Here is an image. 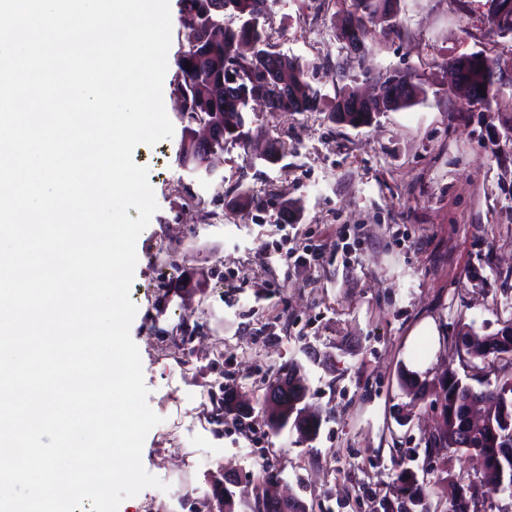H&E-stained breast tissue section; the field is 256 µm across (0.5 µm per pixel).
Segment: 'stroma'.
Returning <instances> with one entry per match:
<instances>
[{
  "label": "stroma",
  "mask_w": 512,
  "mask_h": 512,
  "mask_svg": "<svg viewBox=\"0 0 512 512\" xmlns=\"http://www.w3.org/2000/svg\"><path fill=\"white\" fill-rule=\"evenodd\" d=\"M346 0H275L269 23L280 53L311 66V82L336 94L340 66L409 69L426 89L415 106L380 115L357 130L320 112H252L248 148L226 144L214 175L178 159L179 137L136 147L158 210L136 243L130 333L139 348L148 404L162 421L147 435L144 469L167 484L157 512L190 499L208 512L224 472L240 475L235 500L261 493L263 460L311 512H376L396 497L393 449L405 466L429 465L436 507L442 458L425 460L438 433L444 373L465 375L458 333H491L512 317V84L483 106L448 91L449 59L478 51L508 54L512 40L489 32L491 0H401L398 24L374 21L363 59L334 35ZM288 152L262 160L271 141ZM248 186L264 207L220 200L219 187ZM291 204L283 227L277 201ZM320 253L300 264L299 255ZM183 267L172 279L171 264ZM199 325L182 372L156 328ZM440 349L412 341L425 319ZM431 357L426 371L413 363ZM298 360L307 402L324 423L311 443L274 435L264 424L263 383L281 362ZM424 388L413 401L402 377ZM247 402L253 430L233 422L201 429L215 384Z\"/></svg>",
  "instance_id": "stroma-1"
}]
</instances>
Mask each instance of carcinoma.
<instances>
[{
  "label": "carcinoma",
  "instance_id": "1",
  "mask_svg": "<svg viewBox=\"0 0 512 512\" xmlns=\"http://www.w3.org/2000/svg\"><path fill=\"white\" fill-rule=\"evenodd\" d=\"M400 0H350L348 17L344 19L354 29V37L368 43L373 38L369 23L376 17L396 22ZM272 9L270 0H182L179 22L182 26L197 29V43L183 48L176 58L177 70L171 82L172 94L179 105V116L183 124L179 144V161L196 172L212 174L209 155L224 151L227 142L247 147L248 101L261 98L267 102L266 111L277 112H326L330 121L358 129L372 123L382 112L397 111L414 106L425 94L421 84L414 81L411 70H387L377 74L384 79L382 101L369 105L351 106L355 96L357 76L340 72L336 95L331 104H325L324 95L314 88L308 79V69L298 61L275 50L272 29L267 27ZM490 24L496 36L512 37V19H504L493 13ZM251 45V52H238L243 44ZM279 61L288 78V88L275 82L271 64ZM192 68H186V63ZM457 67L462 81L487 88L492 93L496 86L495 71L501 69V55H489L484 51L462 55L448 61ZM412 79L411 89L405 90L407 79ZM208 122L222 129L210 152H203L196 142V123ZM235 204L242 207H259L262 201L254 198L251 190L236 184ZM461 333L468 339L464 350L468 360L477 369L491 368L499 360L502 342L512 344V318L494 333L481 334L474 326L465 324ZM282 381L292 384L288 403L280 407L263 405L266 426L274 434L284 431L297 434V441L307 443L319 436L322 418L306 413L304 402L308 387L301 375L300 365L288 360L275 368L267 380L273 386ZM477 390L454 374L445 377L442 383L441 400L443 429L440 434L425 442L424 453L446 454L451 461L455 452H469L480 456L483 470L478 475L455 474L448 471L444 480L446 512H479L470 510V505L486 498L512 500V457L501 453L500 441L512 436V373L500 369L495 381H479ZM485 404L484 419L478 426H464L463 417L474 402ZM224 417L235 422L244 433L251 431L248 421L250 412L237 407L231 394H224ZM429 471L417 478L411 468H402L396 475L399 495L396 501L382 498V512H428L425 486ZM280 471L270 464L263 465L259 480L264 492L262 499H254L250 512H262L272 486L277 483ZM232 483L224 481L213 488V495L224 498V512H236Z\"/></svg>",
  "mask_w": 512,
  "mask_h": 512
}]
</instances>
